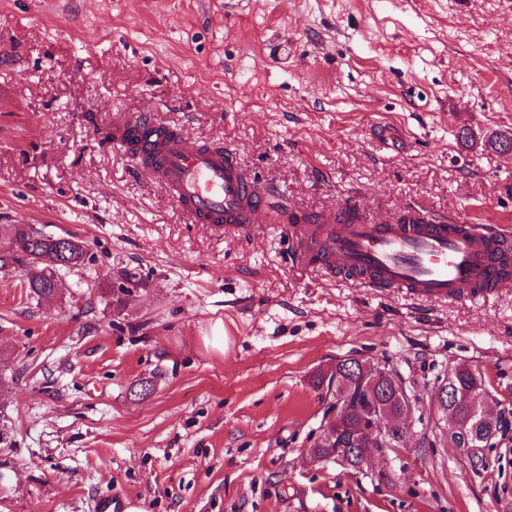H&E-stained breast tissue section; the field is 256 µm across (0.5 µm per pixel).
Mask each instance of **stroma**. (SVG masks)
Here are the masks:
<instances>
[{"instance_id":"stroma-1","label":"stroma","mask_w":512,"mask_h":512,"mask_svg":"<svg viewBox=\"0 0 512 512\" xmlns=\"http://www.w3.org/2000/svg\"><path fill=\"white\" fill-rule=\"evenodd\" d=\"M140 116L231 148L280 202L247 237L184 223L111 143ZM499 135L512 0H0V224L88 251L49 299L0 271V512H512V431L477 469L432 410L460 364L512 409V285L479 305L353 288L278 230L349 197L376 222L512 227ZM349 355L415 407L409 447L361 472L305 458L313 379Z\"/></svg>"}]
</instances>
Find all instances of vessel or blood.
<instances>
[{"label":"vessel or blood","instance_id":"obj_1","mask_svg":"<svg viewBox=\"0 0 512 512\" xmlns=\"http://www.w3.org/2000/svg\"><path fill=\"white\" fill-rule=\"evenodd\" d=\"M112 144L135 157L194 224L225 235L252 232L270 208V190L231 149L200 144L149 119L117 124ZM297 262L336 281L429 302L475 303L512 280V231L467 224L410 207L375 223L346 199L338 210L288 224Z\"/></svg>","mask_w":512,"mask_h":512}]
</instances>
